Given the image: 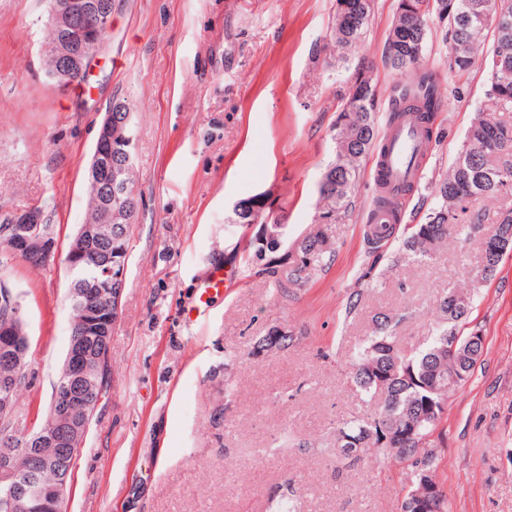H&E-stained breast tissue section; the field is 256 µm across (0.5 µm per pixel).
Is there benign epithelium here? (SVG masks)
<instances>
[{"label":"benign epithelium","instance_id":"obj_1","mask_svg":"<svg viewBox=\"0 0 512 512\" xmlns=\"http://www.w3.org/2000/svg\"><path fill=\"white\" fill-rule=\"evenodd\" d=\"M113 6L112 0L104 5L98 0H54L50 20L56 30V40L41 55L42 69L53 84L68 85L72 76L84 70L89 57L99 51L103 35L112 22ZM122 111L126 112V116L119 127L123 130L126 145L125 161L120 168L114 169L112 159L101 150L103 143L111 141L112 111L109 110L99 127L87 174L88 181L95 185L99 193L96 219L81 225L68 246L65 260L69 269L83 262L103 269L100 278L74 281L69 288L72 324L77 326L82 336L90 335V326L96 317L102 315L101 309L89 302L92 296L112 302L108 322L115 321L127 270L126 249L121 246V237L112 232L113 225L132 221L124 173L135 164L133 119L129 104H124ZM259 237L262 244L276 250L286 237L284 226L272 231L264 222ZM0 251L20 259L33 255L49 258L58 255V240L43 224L42 214L33 209L9 217V223L0 229ZM1 335L4 339H0V356L5 362H13L15 346L11 337L18 335V330L7 323L0 327ZM66 364L69 376L60 380L56 398L71 400L84 396L90 390V386L83 383L88 363L82 356L79 341L71 343ZM84 435L82 427L70 423L51 436L50 440L62 445L58 456L53 458L43 456L38 449L29 445L16 453L11 450L13 439L7 436L0 441L4 448L0 453V468L16 477L21 475L27 478L23 486H5L4 500L9 512H17L23 501L38 497L35 479L41 471L73 462L83 446ZM435 491L436 488L427 479H422L421 489L417 493L418 512L432 509L431 495Z\"/></svg>","mask_w":512,"mask_h":512}]
</instances>
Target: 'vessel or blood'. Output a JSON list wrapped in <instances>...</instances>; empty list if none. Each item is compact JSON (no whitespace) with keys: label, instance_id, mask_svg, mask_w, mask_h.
Instances as JSON below:
<instances>
[{"label":"vessel or blood","instance_id":"vessel-or-blood-1","mask_svg":"<svg viewBox=\"0 0 512 512\" xmlns=\"http://www.w3.org/2000/svg\"><path fill=\"white\" fill-rule=\"evenodd\" d=\"M387 151L375 170V184L384 186L392 198H399L405 184L417 181L420 175V159L426 148L414 119L408 118L385 133ZM224 287L221 268H213L202 281L198 302L208 305L214 294Z\"/></svg>","mask_w":512,"mask_h":512}]
</instances>
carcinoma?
Returning <instances> with one entry per match:
<instances>
[{"label": "carcinoma", "instance_id": "carcinoma-1", "mask_svg": "<svg viewBox=\"0 0 512 512\" xmlns=\"http://www.w3.org/2000/svg\"><path fill=\"white\" fill-rule=\"evenodd\" d=\"M425 0H407L399 4V12L386 43L387 62L398 71L407 70L406 63L423 55L426 35V17L433 9L438 17L448 21L451 46L467 47L463 56H450V65L466 70L474 63L481 50V39L496 15L512 17V0H433L431 9L423 8ZM335 19L329 28L327 46L344 55L366 34L373 9V0H337ZM494 40L484 55L486 96L497 112H512V28L493 29ZM440 100L433 74H419L415 87L399 86L392 98L388 124L414 114L425 135L432 132L435 112ZM336 157L329 165L323 183L318 189L317 220H333L351 207L362 160L381 149L375 131V88L368 70L359 71L334 125ZM512 191V123L481 112L469 127L462 150L448 174L435 186L439 204L427 215V221L410 228L402 242L397 261L405 259L422 262L450 239H468L481 230L479 214L474 204L493 199ZM371 247L368 256L378 260L375 244L391 237L393 226L386 233L364 229ZM491 238L504 242L498 252L481 251L475 276L492 277L504 254L512 252V209L501 213ZM334 249L324 234L316 233L301 242L300 255L290 261L284 259L267 263L265 274L273 279L278 294L288 295V289L299 288L322 271L333 256ZM471 309L470 295L459 288H451L440 298L434 318V332L423 349L401 350L391 336L400 319L378 316L374 335L359 348L350 363V379L360 391L377 396L380 410L366 420L344 419L336 428V439L353 440L356 448L353 458L368 456L377 462L395 458L409 463L406 493L402 512H409L408 503L418 488L421 473L436 472V453L431 437L438 429L445 405L459 384L452 381L457 375L463 382L473 373L483 356L482 339L449 348L448 337L460 332L467 323ZM111 326L107 322L96 325L93 335L84 337V349L94 359L101 351L109 350ZM92 386L85 403H77L68 410L69 419L48 403L45 418L32 429L29 436L57 432L70 421L89 428L100 395V384L106 377L94 370ZM62 473L55 468L45 469L39 482L45 496L29 504L25 512H64L65 497L55 493Z\"/></svg>", "mask_w": 512, "mask_h": 512}]
</instances>
